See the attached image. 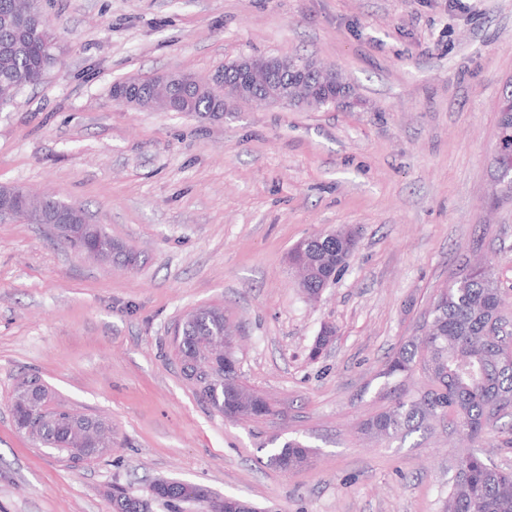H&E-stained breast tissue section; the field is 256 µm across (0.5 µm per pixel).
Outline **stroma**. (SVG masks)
Returning <instances> with one entry per match:
<instances>
[{
    "instance_id": "stroma-1",
    "label": "stroma",
    "mask_w": 512,
    "mask_h": 512,
    "mask_svg": "<svg viewBox=\"0 0 512 512\" xmlns=\"http://www.w3.org/2000/svg\"><path fill=\"white\" fill-rule=\"evenodd\" d=\"M60 53L0 106V186L85 209L135 264L76 254L42 224L0 221V512H112L119 485L209 487L273 512H442L465 445L447 423L391 439L361 423L422 373L384 377L466 256L512 318V202L489 163L512 80V0H40ZM300 56L351 89L319 110L232 104L218 118L141 111L119 80L200 77ZM346 227L356 248L319 301L289 263ZM223 308L244 385L271 415L231 420L184 379L175 325ZM335 340L309 349L323 323ZM107 418L112 447L72 463L14 427L17 380ZM299 439L286 474L271 440ZM309 448L298 439H290L281 446L273 447L268 460L278 469L284 471L288 468V473H291L307 465L311 454Z\"/></svg>"
}]
</instances>
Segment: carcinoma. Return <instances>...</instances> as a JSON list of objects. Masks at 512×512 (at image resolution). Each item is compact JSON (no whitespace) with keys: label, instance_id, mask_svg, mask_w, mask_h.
Here are the masks:
<instances>
[{"label":"carcinoma","instance_id":"obj_1","mask_svg":"<svg viewBox=\"0 0 512 512\" xmlns=\"http://www.w3.org/2000/svg\"><path fill=\"white\" fill-rule=\"evenodd\" d=\"M56 36L36 5V0H0V86L10 83L25 88L39 84L45 71L56 61ZM189 94L193 112H219L220 92L187 91L176 88L179 97ZM39 208L25 210L17 217L29 224L40 223L41 210H67L78 223L77 236L67 244L77 250L100 241L111 244L110 235L100 224H86L85 211L53 196L35 197ZM310 262L311 273L306 285L316 292L336 272V254L344 247L343 239L330 235L319 240L301 241ZM434 330L417 336L387 361L384 375L403 377L422 367L432 388L421 396L399 393L389 407L361 423L366 435L396 437L415 431L433 418L430 409L440 407L439 419L464 429V435L477 440L497 426L498 420L512 414V369H503L497 358L496 341L505 336L488 335L489 326L505 322L503 298L494 274L478 264L465 260L458 273L451 276L448 291L435 297ZM186 336L179 346L181 363H205L212 356L211 347L227 329L224 310L216 306H201L187 313ZM22 379L12 399L14 421L32 424L27 437L43 448H52L69 455L80 445L70 436H78L91 428L97 447H112V430L107 422L90 415L74 413L59 404L54 391L42 385L39 396L30 394ZM241 373L230 368L224 372V388L210 402L214 410L229 419L237 417L260 419L272 414L269 403L261 396L250 394L247 407L239 401ZM274 445L269 462L278 469L294 472L310 460L309 446L298 439ZM465 474L454 478L444 512H512V470L499 468L475 452L460 458ZM155 501L170 505L184 503L181 486L173 484L153 490ZM142 499L126 495L112 502V512H139Z\"/></svg>","mask_w":512,"mask_h":512}]
</instances>
